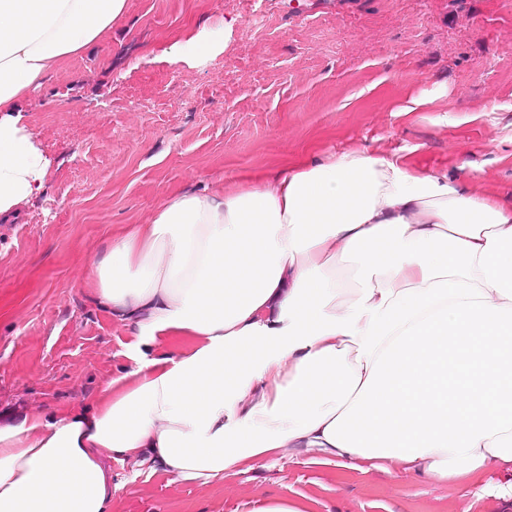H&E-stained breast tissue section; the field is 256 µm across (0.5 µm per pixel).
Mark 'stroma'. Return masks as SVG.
Returning <instances> with one entry per match:
<instances>
[{
    "label": "stroma",
    "instance_id": "35a3bbf8",
    "mask_svg": "<svg viewBox=\"0 0 512 512\" xmlns=\"http://www.w3.org/2000/svg\"><path fill=\"white\" fill-rule=\"evenodd\" d=\"M224 36L204 61L171 49ZM425 98L414 112L411 99ZM48 165L0 223V414L95 404L134 338L82 286L113 234L167 195L235 189L323 151L463 170L512 203V0H127L112 35L24 103ZM109 512H465L456 483L282 456L209 485L128 462Z\"/></svg>",
    "mask_w": 512,
    "mask_h": 512
}]
</instances>
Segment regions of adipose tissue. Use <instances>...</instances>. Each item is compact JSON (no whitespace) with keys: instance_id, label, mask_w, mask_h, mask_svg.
<instances>
[{"instance_id":"obj_1","label":"adipose tissue","mask_w":512,"mask_h":512,"mask_svg":"<svg viewBox=\"0 0 512 512\" xmlns=\"http://www.w3.org/2000/svg\"><path fill=\"white\" fill-rule=\"evenodd\" d=\"M126 6L0 0V223L47 167L21 101ZM86 286L136 336L135 366L95 404L0 418V512H107L112 460L207 485L302 452L512 506V205L459 174L335 152L186 190L113 236ZM162 336L195 345L149 356Z\"/></svg>"}]
</instances>
